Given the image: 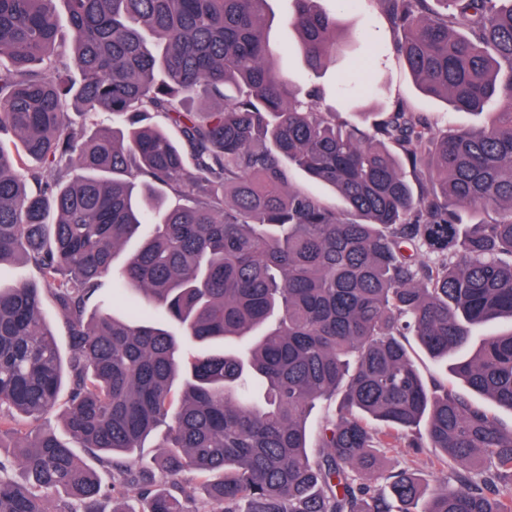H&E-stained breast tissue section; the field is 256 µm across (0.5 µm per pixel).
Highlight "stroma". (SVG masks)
<instances>
[{
  "mask_svg": "<svg viewBox=\"0 0 512 512\" xmlns=\"http://www.w3.org/2000/svg\"><path fill=\"white\" fill-rule=\"evenodd\" d=\"M267 9L272 16L269 37L277 65L297 88H321L319 109L337 113L340 120L356 124L361 113L380 114L403 104L423 113L437 130L444 132L484 124L498 109L493 102L483 113L456 112L444 100L424 95L405 59L395 49L399 34L377 0H360L357 9L341 15L340 39L345 49L317 71L308 67L299 38L287 22L286 0H269ZM380 469L385 473L411 469L429 480H439L447 474L432 453L415 454L405 448L382 449Z\"/></svg>",
  "mask_w": 512,
  "mask_h": 512,
  "instance_id": "1",
  "label": "stroma"
}]
</instances>
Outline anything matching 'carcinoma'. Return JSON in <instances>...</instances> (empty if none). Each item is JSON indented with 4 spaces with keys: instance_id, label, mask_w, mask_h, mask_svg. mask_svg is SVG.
Segmentation results:
<instances>
[{
    "instance_id": "cac0c4a2",
    "label": "carcinoma",
    "mask_w": 512,
    "mask_h": 512,
    "mask_svg": "<svg viewBox=\"0 0 512 512\" xmlns=\"http://www.w3.org/2000/svg\"><path fill=\"white\" fill-rule=\"evenodd\" d=\"M56 2L0 0V267L38 273L0 285V436L17 448L0 512H512V428L426 381L406 345L512 410V329L470 351L473 328L512 324V0L434 16L378 0L426 96L505 101L443 134L404 107L339 125L321 89L293 91L268 0H63L65 29ZM289 2L318 70L341 49L336 14ZM287 165L350 217L291 188ZM116 293L182 335L115 313ZM65 389L69 439L18 427ZM322 401L338 415L313 446ZM400 446L434 450L446 480L374 474Z\"/></svg>"
}]
</instances>
